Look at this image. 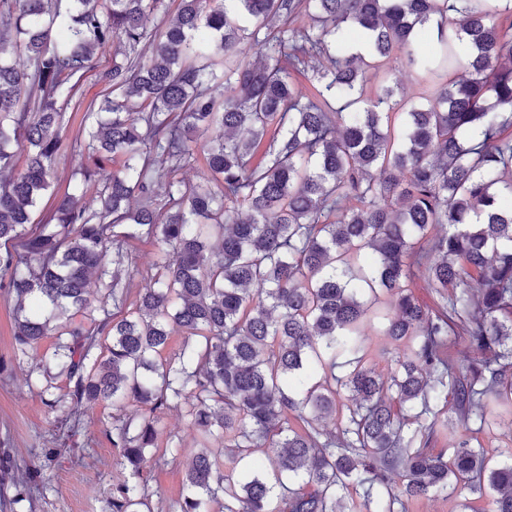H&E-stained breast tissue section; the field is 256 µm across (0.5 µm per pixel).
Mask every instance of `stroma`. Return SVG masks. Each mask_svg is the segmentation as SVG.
<instances>
[{
    "label": "stroma",
    "mask_w": 512,
    "mask_h": 512,
    "mask_svg": "<svg viewBox=\"0 0 512 512\" xmlns=\"http://www.w3.org/2000/svg\"><path fill=\"white\" fill-rule=\"evenodd\" d=\"M96 62V68L85 73L74 96L63 105V135L70 150L57 166L52 187L38 202L35 220L46 221L58 199L76 191L82 192L88 207L99 206L95 190H81L74 175L85 139L81 121L85 112L101 103L104 87L98 81V70L111 64V51L100 53ZM125 249L133 266L123 308L129 315L136 313L141 293L157 272L158 245L143 235L128 240ZM13 308L12 298L0 290V441L18 465L38 472L45 486L15 508L0 503V512H109L113 489L133 479L131 470L119 465V451L106 433L112 423V407L107 403L97 405L84 417L74 438L63 436L60 421L64 413L50 405L52 399L70 389L66 374L53 362L56 337L44 336L27 351H17ZM383 315L382 300H370L361 347L366 363L386 375L393 365L395 350L383 333ZM495 412V420L480 431L464 428L456 417H449L447 426L439 430V447H448L461 437L492 461L503 460L505 450L512 448V414L502 406L496 407ZM156 429L155 444L146 451L144 469L154 492L150 507L152 512H176L185 493L186 471L193 457L202 452L203 440L182 406L166 411ZM174 444L179 451L173 455L169 448ZM48 448L54 451L49 458L44 455ZM467 501L485 512L492 507L490 494L478 496L465 489L409 502L407 512H462Z\"/></svg>",
    "instance_id": "stroma-1"
}]
</instances>
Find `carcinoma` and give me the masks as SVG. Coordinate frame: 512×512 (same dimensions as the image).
I'll use <instances>...</instances> for the list:
<instances>
[{
	"mask_svg": "<svg viewBox=\"0 0 512 512\" xmlns=\"http://www.w3.org/2000/svg\"><path fill=\"white\" fill-rule=\"evenodd\" d=\"M159 4L0 0V288L19 351L57 332L54 361L73 387L51 406L68 409L67 432L83 408L116 410L112 447L139 480L113 490L111 512L149 507L145 450L188 399L191 425L238 472L197 455L178 512H337L340 492L366 484L374 512L461 484L512 512L511 463L462 439L435 448L440 401L465 425L485 424L491 404L512 408V22L497 21L512 0H179L151 29ZM429 21L437 58L416 42ZM114 43L103 103L85 114L82 176L100 208L67 194L48 232L33 212L64 150L61 104ZM246 44L262 61H245ZM17 49L22 67L6 58ZM398 60L424 75L418 104L391 84L367 96ZM210 132L202 162L215 188L188 187L172 171ZM16 147L26 168L8 179ZM135 196L147 200L136 210ZM159 196L163 216L148 204ZM437 224L448 233L430 235ZM140 234L159 244L161 273L137 315L120 317L124 244ZM417 270L433 308L411 289ZM93 274L108 282L88 325L76 316ZM379 293L397 349L387 381L358 356L365 296ZM172 323L187 340L163 359ZM461 339L477 354L467 365L454 358ZM341 397L347 415L326 437L318 422ZM258 448L272 473L250 462Z\"/></svg>",
	"mask_w": 512,
	"mask_h": 512,
	"instance_id": "obj_1",
	"label": "carcinoma"
}]
</instances>
